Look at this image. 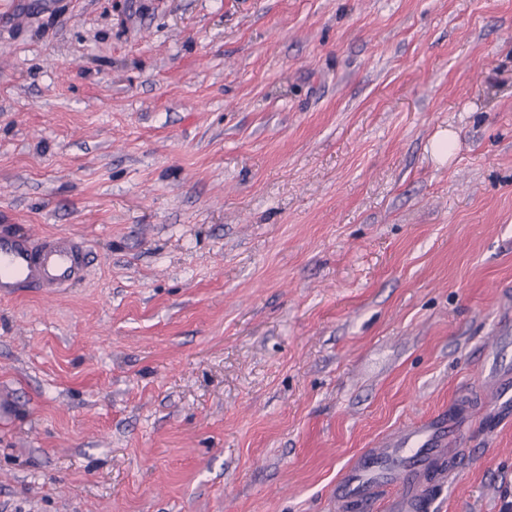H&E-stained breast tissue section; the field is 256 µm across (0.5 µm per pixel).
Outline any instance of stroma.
<instances>
[{
  "mask_svg": "<svg viewBox=\"0 0 512 512\" xmlns=\"http://www.w3.org/2000/svg\"><path fill=\"white\" fill-rule=\"evenodd\" d=\"M0 218L89 248L0 299V512H332L457 405L433 512H512V0H0ZM512 374L509 369H499L488 378L491 398L486 406V418L491 426L512 418Z\"/></svg>",
  "mask_w": 512,
  "mask_h": 512,
  "instance_id": "obj_1",
  "label": "stroma"
}]
</instances>
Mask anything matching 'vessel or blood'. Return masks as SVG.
<instances>
[{
    "label": "vessel or blood",
    "instance_id": "vessel-or-blood-1",
    "mask_svg": "<svg viewBox=\"0 0 512 512\" xmlns=\"http://www.w3.org/2000/svg\"><path fill=\"white\" fill-rule=\"evenodd\" d=\"M88 264L86 245L73 235L39 240L0 231V298L61 288L80 280ZM486 406L490 424L512 420V371L500 369L489 379ZM465 432L456 410L411 424L374 448L361 450L346 466L333 492L338 512L358 504L363 512H431V482L448 483L445 466L450 447Z\"/></svg>",
    "mask_w": 512,
    "mask_h": 512
}]
</instances>
